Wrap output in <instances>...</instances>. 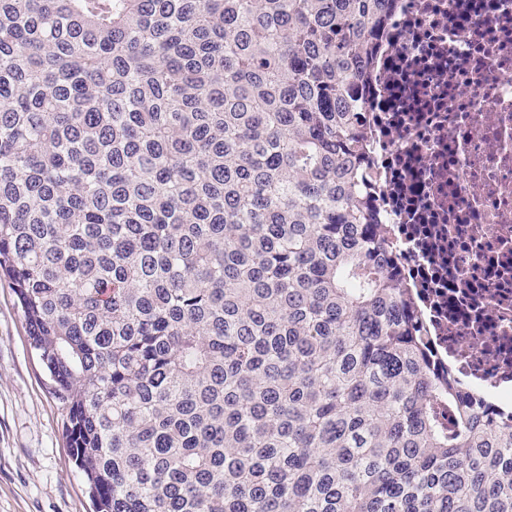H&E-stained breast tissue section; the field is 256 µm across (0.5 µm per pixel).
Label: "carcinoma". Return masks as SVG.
Masks as SVG:
<instances>
[{
  "instance_id": "obj_1",
  "label": "carcinoma",
  "mask_w": 512,
  "mask_h": 512,
  "mask_svg": "<svg viewBox=\"0 0 512 512\" xmlns=\"http://www.w3.org/2000/svg\"><path fill=\"white\" fill-rule=\"evenodd\" d=\"M389 2L0 0V273L96 512H512L367 197Z\"/></svg>"
}]
</instances>
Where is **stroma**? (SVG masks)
Segmentation results:
<instances>
[{
    "instance_id": "stroma-1",
    "label": "stroma",
    "mask_w": 512,
    "mask_h": 512,
    "mask_svg": "<svg viewBox=\"0 0 512 512\" xmlns=\"http://www.w3.org/2000/svg\"><path fill=\"white\" fill-rule=\"evenodd\" d=\"M64 411L0 278V512H92L66 444Z\"/></svg>"
}]
</instances>
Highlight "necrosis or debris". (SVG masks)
I'll list each match as a JSON object with an SVG mask.
<instances>
[{"instance_id": "4bbe7bcc", "label": "necrosis or debris", "mask_w": 512, "mask_h": 512, "mask_svg": "<svg viewBox=\"0 0 512 512\" xmlns=\"http://www.w3.org/2000/svg\"><path fill=\"white\" fill-rule=\"evenodd\" d=\"M373 205L440 367L512 419V0H392L356 90Z\"/></svg>"}]
</instances>
